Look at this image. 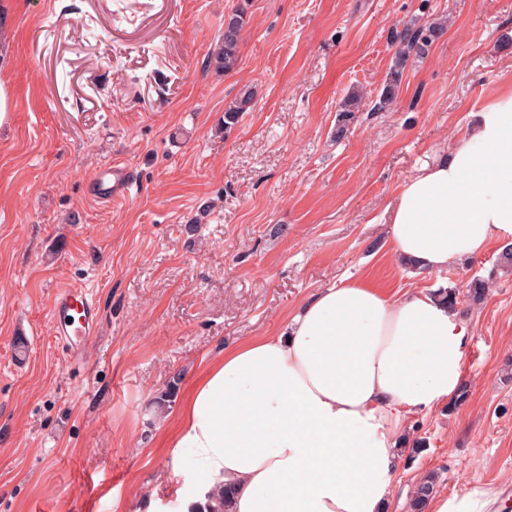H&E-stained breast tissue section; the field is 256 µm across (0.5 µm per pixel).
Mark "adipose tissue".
<instances>
[{
  "label": "adipose tissue",
  "instance_id": "ef3b65f1",
  "mask_svg": "<svg viewBox=\"0 0 512 512\" xmlns=\"http://www.w3.org/2000/svg\"><path fill=\"white\" fill-rule=\"evenodd\" d=\"M392 252L440 272L512 236V91L496 95L447 156L404 180ZM469 322L420 288L391 297L343 279L275 336L215 359L181 404L171 446L193 449L199 489L228 512H384L405 417L458 394ZM497 494L437 495L430 512H490Z\"/></svg>",
  "mask_w": 512,
  "mask_h": 512
}]
</instances>
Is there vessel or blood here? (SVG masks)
<instances>
[{"instance_id":"b4317fda","label":"vessel or blood","mask_w":512,"mask_h":512,"mask_svg":"<svg viewBox=\"0 0 512 512\" xmlns=\"http://www.w3.org/2000/svg\"><path fill=\"white\" fill-rule=\"evenodd\" d=\"M133 185L131 169L124 162L97 171L88 191L100 200L117 199L129 194ZM52 331L57 342L62 343L73 360H80L83 349L91 336L100 328L99 307L85 290L68 286L56 295L51 309Z\"/></svg>"}]
</instances>
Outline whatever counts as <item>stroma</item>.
Here are the masks:
<instances>
[{
    "label": "stroma",
    "mask_w": 512,
    "mask_h": 512,
    "mask_svg": "<svg viewBox=\"0 0 512 512\" xmlns=\"http://www.w3.org/2000/svg\"><path fill=\"white\" fill-rule=\"evenodd\" d=\"M239 8L226 73L211 56ZM441 18L391 109L336 138L344 99L381 92L395 34ZM0 31L14 100L0 128V512H180L198 485L192 450L168 446L185 394L344 277L456 289L473 327L464 399L406 418L387 512H410L431 473L448 495L512 482L501 246L418 273L386 224L397 186L512 87V0H0ZM245 87L252 105L225 130ZM115 160L137 175L130 196L92 200L90 178ZM63 284L102 314L78 362L52 335Z\"/></svg>",
    "instance_id": "35a3bbf8"
}]
</instances>
